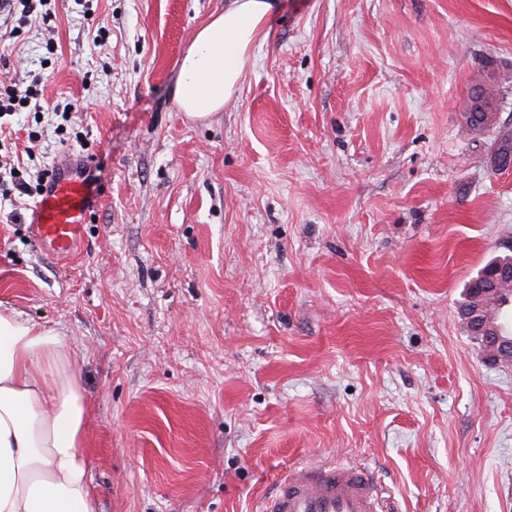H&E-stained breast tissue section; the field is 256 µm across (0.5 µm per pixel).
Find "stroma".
<instances>
[{"mask_svg":"<svg viewBox=\"0 0 512 512\" xmlns=\"http://www.w3.org/2000/svg\"><path fill=\"white\" fill-rule=\"evenodd\" d=\"M226 0H74L0 42L22 176L63 153L97 193L79 250L0 203V302L83 352L99 512H261L290 465L369 463L384 512H512V365L458 317L512 245V0H278L239 91L204 120L176 62ZM499 79L508 82L509 76L499 77L491 83L476 86L473 89L470 104L464 112V119L471 131L483 132L496 126L495 112H491V106L494 108L497 103L495 82H498ZM39 84L40 82L35 80L33 85L27 86L24 90L12 85L5 86L3 91L0 90V118H2L1 115L3 113H5V115H11V112L20 111V107L28 108L30 111L33 110L35 114L42 112L44 107L38 99L39 91L36 89ZM3 99L8 103L4 104L5 101ZM15 103H17V105H14ZM507 260H512V255H503V256H496L492 258L480 271V273L477 275L475 279H472L470 283L466 286L463 301L461 302L459 306V311L462 309H470L472 306H474V302L472 299L475 298V294L473 292L474 284L477 280H480L482 278V274L486 272L489 268L492 266L498 264L499 262H504ZM486 280L495 283L497 281H502L504 279H512V266H508L507 268H493L489 271H487L486 275L484 276Z\"/></svg>","mask_w":512,"mask_h":512,"instance_id":"obj_1","label":"stroma"}]
</instances>
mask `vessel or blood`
<instances>
[{
  "label": "vessel or blood",
  "mask_w": 512,
  "mask_h": 512,
  "mask_svg": "<svg viewBox=\"0 0 512 512\" xmlns=\"http://www.w3.org/2000/svg\"><path fill=\"white\" fill-rule=\"evenodd\" d=\"M90 187L83 165H60L32 210L36 240L52 254L75 253L89 215ZM263 512H379L378 494L368 473L333 463L289 467Z\"/></svg>",
  "instance_id": "obj_1"
}]
</instances>
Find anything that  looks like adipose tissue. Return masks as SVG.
Wrapping results in <instances>:
<instances>
[{"mask_svg": "<svg viewBox=\"0 0 512 512\" xmlns=\"http://www.w3.org/2000/svg\"><path fill=\"white\" fill-rule=\"evenodd\" d=\"M271 0H227L177 64L174 96L192 119L239 90ZM61 333L0 306V512H98L84 451L89 411Z\"/></svg>", "mask_w": 512, "mask_h": 512, "instance_id": "1", "label": "adipose tissue"}]
</instances>
